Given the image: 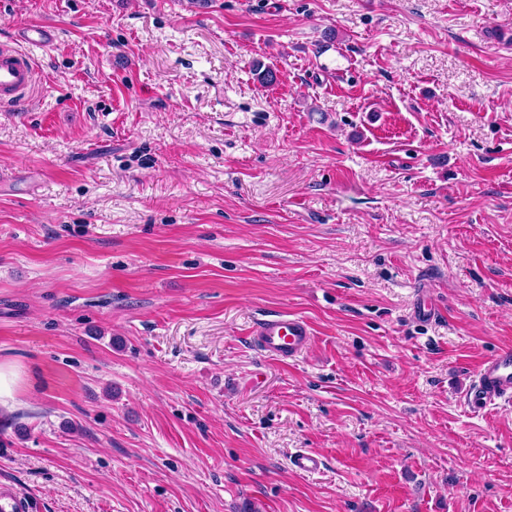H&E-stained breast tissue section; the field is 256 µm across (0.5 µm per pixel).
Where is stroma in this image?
Segmentation results:
<instances>
[{"label": "stroma", "mask_w": 512, "mask_h": 512, "mask_svg": "<svg viewBox=\"0 0 512 512\" xmlns=\"http://www.w3.org/2000/svg\"><path fill=\"white\" fill-rule=\"evenodd\" d=\"M34 23L60 39L0 104V485L512 512V405L463 399L512 345V0H0V45ZM285 313L290 363L252 338ZM312 335L307 321L294 314L261 320L253 332L259 349L279 362L299 357L309 346ZM289 463L302 473L314 475L323 469L322 458L313 451H298L291 456Z\"/></svg>", "instance_id": "1"}]
</instances>
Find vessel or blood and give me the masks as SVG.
<instances>
[{
    "mask_svg": "<svg viewBox=\"0 0 512 512\" xmlns=\"http://www.w3.org/2000/svg\"><path fill=\"white\" fill-rule=\"evenodd\" d=\"M17 46L0 48V102H21L34 83L35 67L30 48L48 49L58 40L57 30L47 24L19 28ZM312 329L302 317L281 314L261 320L253 337L259 349L279 362L295 360L309 346ZM467 406L475 412L501 403H512V347L497 350L475 368L464 394ZM292 467L314 475L323 468L322 458L312 451H299L290 458Z\"/></svg>",
    "mask_w": 512,
    "mask_h": 512,
    "instance_id": "b4317fda",
    "label": "vessel or blood"
}]
</instances>
